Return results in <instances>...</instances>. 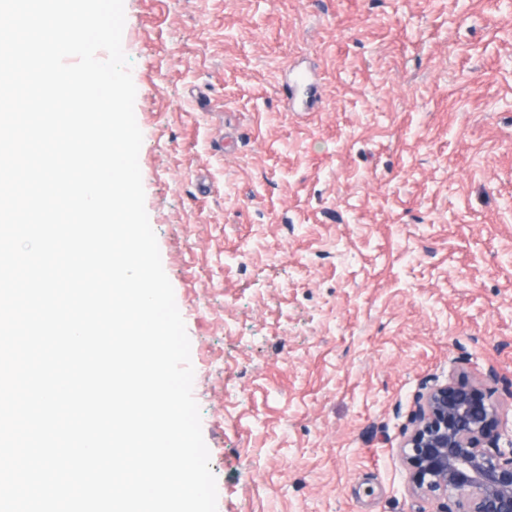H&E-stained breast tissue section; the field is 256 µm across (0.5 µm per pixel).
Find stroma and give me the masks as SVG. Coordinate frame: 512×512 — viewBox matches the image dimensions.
Returning a JSON list of instances; mask_svg holds the SVG:
<instances>
[{"label": "stroma", "instance_id": "35a3bbf8", "mask_svg": "<svg viewBox=\"0 0 512 512\" xmlns=\"http://www.w3.org/2000/svg\"><path fill=\"white\" fill-rule=\"evenodd\" d=\"M124 7L217 512H440L418 395L478 382L512 427V0Z\"/></svg>", "mask_w": 512, "mask_h": 512}]
</instances>
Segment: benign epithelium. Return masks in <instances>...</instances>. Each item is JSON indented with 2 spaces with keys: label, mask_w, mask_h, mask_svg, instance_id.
I'll return each instance as SVG.
<instances>
[{
  "label": "benign epithelium",
  "mask_w": 512,
  "mask_h": 512,
  "mask_svg": "<svg viewBox=\"0 0 512 512\" xmlns=\"http://www.w3.org/2000/svg\"><path fill=\"white\" fill-rule=\"evenodd\" d=\"M413 488L441 512H512V434L481 387L450 381L418 397L401 449Z\"/></svg>",
  "instance_id": "1"
}]
</instances>
